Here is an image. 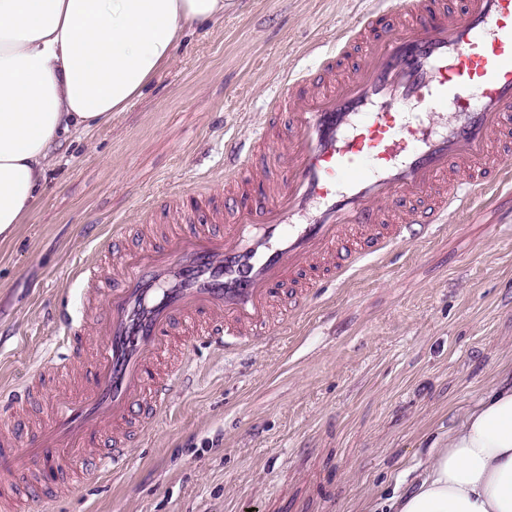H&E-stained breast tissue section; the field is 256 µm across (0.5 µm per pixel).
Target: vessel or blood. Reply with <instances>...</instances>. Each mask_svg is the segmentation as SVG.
I'll return each instance as SVG.
<instances>
[{
  "label": "vessel or blood",
  "mask_w": 512,
  "mask_h": 512,
  "mask_svg": "<svg viewBox=\"0 0 512 512\" xmlns=\"http://www.w3.org/2000/svg\"><path fill=\"white\" fill-rule=\"evenodd\" d=\"M362 57L337 76L355 45ZM250 143L226 145L238 179L267 195L164 227L123 251L112 273L80 268L90 320L54 319L57 371L74 374L47 421L18 428L40 374L0 390V487L21 492L46 461L81 480L120 473L131 424L152 426L189 378L163 365L178 337L221 352L275 342V307H304L317 288L385 256L413 226L469 210L477 192L512 182V0H391L365 12L315 72L288 76ZM444 110L448 119L432 116ZM283 143L269 147L279 113Z\"/></svg>",
  "instance_id": "1"
}]
</instances>
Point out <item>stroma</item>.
<instances>
[{"label":"stroma","instance_id":"stroma-1","mask_svg":"<svg viewBox=\"0 0 512 512\" xmlns=\"http://www.w3.org/2000/svg\"><path fill=\"white\" fill-rule=\"evenodd\" d=\"M376 0H234L187 30L125 111L58 147L36 206L0 241V385L53 347L52 314L82 316L73 271L112 227L148 233L144 200L195 194L210 220L227 140L250 139L287 74L314 67ZM191 389L130 450L128 468L17 512H367L403 491L456 411L512 368V184L422 239L369 259L292 309L276 343L183 348Z\"/></svg>","mask_w":512,"mask_h":512}]
</instances>
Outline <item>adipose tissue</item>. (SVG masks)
<instances>
[{"mask_svg": "<svg viewBox=\"0 0 512 512\" xmlns=\"http://www.w3.org/2000/svg\"><path fill=\"white\" fill-rule=\"evenodd\" d=\"M227 0H0V237L42 191L53 147L124 111L186 31ZM389 512H512V377L427 450Z\"/></svg>", "mask_w": 512, "mask_h": 512, "instance_id": "ef3b65f1", "label": "adipose tissue"}]
</instances>
